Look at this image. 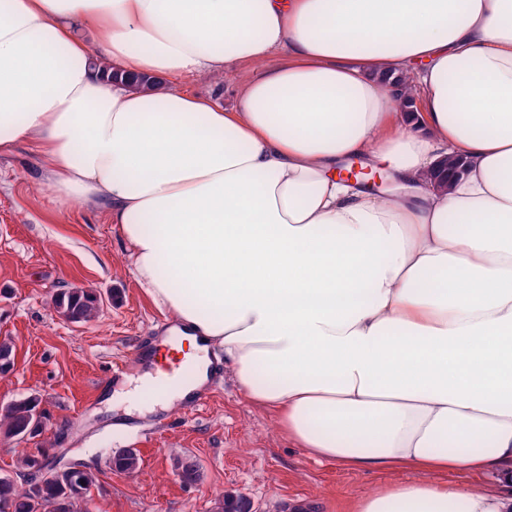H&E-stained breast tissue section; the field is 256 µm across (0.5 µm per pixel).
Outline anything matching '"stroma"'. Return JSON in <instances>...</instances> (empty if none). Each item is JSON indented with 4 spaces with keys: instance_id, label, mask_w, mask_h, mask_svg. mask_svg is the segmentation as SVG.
<instances>
[{
    "instance_id": "obj_1",
    "label": "stroma",
    "mask_w": 512,
    "mask_h": 512,
    "mask_svg": "<svg viewBox=\"0 0 512 512\" xmlns=\"http://www.w3.org/2000/svg\"><path fill=\"white\" fill-rule=\"evenodd\" d=\"M72 288L100 298L90 320L72 323L57 312V294ZM165 316L139 286L104 208L61 204L26 145L0 155V343L14 360L0 375V407L33 394L45 416L38 436L0 439V474L19 473L23 452L38 448L53 460L81 461L98 478L90 512H217L225 494L249 500L252 512H348L361 494L413 478L407 469L357 471L310 456L271 412L241 396L229 369L193 414L177 405L116 407L106 370ZM163 414L169 428L149 435ZM129 448L139 469L111 471L110 459ZM178 458L199 465V482L180 481Z\"/></svg>"
}]
</instances>
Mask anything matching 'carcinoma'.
<instances>
[{
    "instance_id": "cac0c4a2",
    "label": "carcinoma",
    "mask_w": 512,
    "mask_h": 512,
    "mask_svg": "<svg viewBox=\"0 0 512 512\" xmlns=\"http://www.w3.org/2000/svg\"><path fill=\"white\" fill-rule=\"evenodd\" d=\"M97 299L92 295L72 289L60 293L56 300L58 312L68 321L78 323L89 320L97 310ZM37 397H26L9 404L0 412V436L21 439L38 434L44 416ZM139 466V456L127 449L110 460V469L133 473ZM24 481L0 474V502L9 504L11 512H89L91 488L96 485L94 474L80 463L61 468H50L36 455L22 460ZM176 471L185 484H195L200 479L197 466L189 461L177 463Z\"/></svg>"
}]
</instances>
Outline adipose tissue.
I'll return each instance as SVG.
<instances>
[{"label": "adipose tissue", "instance_id": "obj_1", "mask_svg": "<svg viewBox=\"0 0 512 512\" xmlns=\"http://www.w3.org/2000/svg\"><path fill=\"white\" fill-rule=\"evenodd\" d=\"M233 73L229 107L174 86ZM22 141L105 207L198 376L221 347L297 446L420 472L350 512H512L437 479L512 485V0H0Z\"/></svg>", "mask_w": 512, "mask_h": 512}]
</instances>
